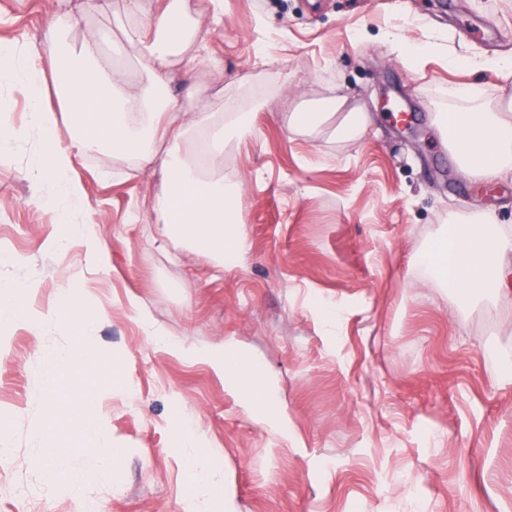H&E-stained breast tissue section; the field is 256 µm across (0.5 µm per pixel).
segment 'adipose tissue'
<instances>
[{
	"mask_svg": "<svg viewBox=\"0 0 512 512\" xmlns=\"http://www.w3.org/2000/svg\"><path fill=\"white\" fill-rule=\"evenodd\" d=\"M125 13L133 20L124 31L137 62L133 69L102 50L98 31H87L77 42L68 25L58 21L49 26L46 50L0 44V87L24 94L30 108L29 127L37 131L41 144L22 176L55 214L64 237L83 239L88 225L71 222L83 197L81 184L72 177L77 159L105 147L134 157L140 167H157L163 174L162 191L149 210L157 236L220 266L239 262L245 241L236 193L225 185L223 174L204 170L198 157L203 154L215 160L227 137L250 135V115L220 95L198 99L188 109L172 94L173 67L191 72L203 63L199 26L189 15L188 0H157L152 12L144 10L142 0H125ZM52 95L68 112L71 137L66 144L47 105ZM456 96L462 108L435 112L434 121L458 153L461 174L480 180L512 171V97L491 111L480 102L477 86L458 87ZM346 102V96L338 94L328 98L320 111L292 113L289 127L313 131L332 118L337 140L359 139L368 129V118L362 112L345 111ZM494 221L486 213L480 225L458 224L449 232L437 273L451 287L465 289L471 296L512 289V265L502 262L512 250V238L480 229L481 224ZM190 354L241 390L246 407L257 409L261 423L284 428L273 391L258 385L262 366L257 359L227 342L194 348ZM42 358L44 381L39 397L44 421L37 434L46 442L44 458L51 481L76 492L87 482V475L51 465L66 444L60 424L81 423L85 450L100 457L96 475L108 477L120 452L98 422L97 408L105 388L98 363L82 340H74L63 351H44ZM182 440L184 454L194 466V494L182 502V512H224L223 497L213 492L220 477L210 451L200 447L190 431H183Z\"/></svg>",
	"mask_w": 512,
	"mask_h": 512,
	"instance_id": "adipose-tissue-1",
	"label": "adipose tissue"
}]
</instances>
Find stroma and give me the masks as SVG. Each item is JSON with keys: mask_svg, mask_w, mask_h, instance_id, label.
I'll list each match as a JSON object with an SVG mask.
<instances>
[{"mask_svg": "<svg viewBox=\"0 0 512 512\" xmlns=\"http://www.w3.org/2000/svg\"><path fill=\"white\" fill-rule=\"evenodd\" d=\"M74 37L99 27L122 52L124 0H92ZM200 33L215 68L173 73L186 98L218 93L249 112L252 132L224 143L223 173L239 184L248 251L214 267L162 245L134 221L160 192V171L111 148L86 154L73 176L111 265L96 268L78 239L60 241L53 214L34 202L20 171L36 135L0 149V284H31L40 312L72 282L85 327L44 321L0 331V512H181L190 484L178 430L192 416L214 449L234 512H512V291L466 299L428 279L429 253L449 222L498 216L489 234L512 235V180L463 177L432 120L431 103L460 107L457 86L477 85L495 107L512 81L493 69L450 65L512 59V0H224ZM54 0H0V41L44 48ZM493 18L494 27L483 25ZM428 43L404 62L390 35ZM368 113L358 141L330 130L294 133L288 116L336 90ZM414 120L394 119L397 106ZM164 342L131 319L129 297ZM82 337L104 362L119 358L133 395L106 393L98 411L121 457L111 476L91 452H65L58 468L89 475L79 494L48 481L38 393L41 350ZM261 360L287 434L260 424L242 393L185 350L220 341Z\"/></svg>", "mask_w": 512, "mask_h": 512, "instance_id": "35a3bbf8", "label": "stroma"}]
</instances>
